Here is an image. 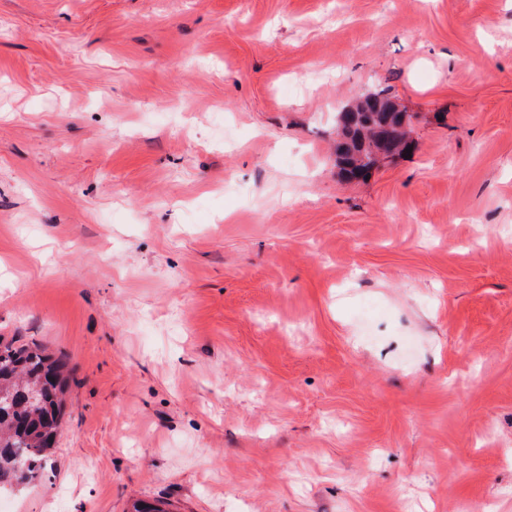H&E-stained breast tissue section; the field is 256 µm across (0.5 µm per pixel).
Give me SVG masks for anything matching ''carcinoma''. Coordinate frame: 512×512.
Returning <instances> with one entry per match:
<instances>
[{
	"label": "carcinoma",
	"instance_id": "1",
	"mask_svg": "<svg viewBox=\"0 0 512 512\" xmlns=\"http://www.w3.org/2000/svg\"><path fill=\"white\" fill-rule=\"evenodd\" d=\"M388 101L384 89L361 95L358 103L364 105L365 122L374 128L399 126L400 115L382 111ZM336 135L341 179L350 182L369 176L375 145L356 141L344 126L336 128ZM377 146L395 158L406 153L412 142L403 129ZM66 370L64 357H53L37 345L0 343V491H18L23 480L44 474L62 429Z\"/></svg>",
	"mask_w": 512,
	"mask_h": 512
}]
</instances>
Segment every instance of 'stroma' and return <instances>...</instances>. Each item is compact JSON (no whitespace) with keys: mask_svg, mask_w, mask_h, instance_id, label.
I'll return each instance as SVG.
<instances>
[{"mask_svg":"<svg viewBox=\"0 0 512 512\" xmlns=\"http://www.w3.org/2000/svg\"><path fill=\"white\" fill-rule=\"evenodd\" d=\"M14 337L70 374L11 512H512V0H0ZM386 89H380L374 92H369L361 95L357 103L364 104V112L357 109L353 105H350L344 113L347 123L352 129H355V124L358 123L362 115L359 112L365 114V123L370 124L374 129L381 127L382 125L391 124L394 126V135L386 141H380L378 144L373 145L372 143H361L358 142L354 136L347 134L345 123L342 124L343 118L341 116V125L337 121L336 135L340 138L336 140V155L341 157L340 177L346 182H350L357 179H363L372 173L370 164L374 162L375 167L380 165L385 160L395 158L406 153V149L412 147V142L409 140L408 131L401 130L397 131V126L400 125L401 117L395 112H400L401 109L393 103L389 102L387 107L390 112H382L384 104L389 101ZM342 126V127H341ZM350 138L353 142L354 152L351 153V146L345 140ZM374 147H381L384 150L377 151L371 160V154L373 153ZM389 153H387L386 151ZM347 165L351 171L346 170L343 165Z\"/></svg>","mask_w":512,"mask_h":512,"instance_id":"obj_1","label":"stroma"}]
</instances>
